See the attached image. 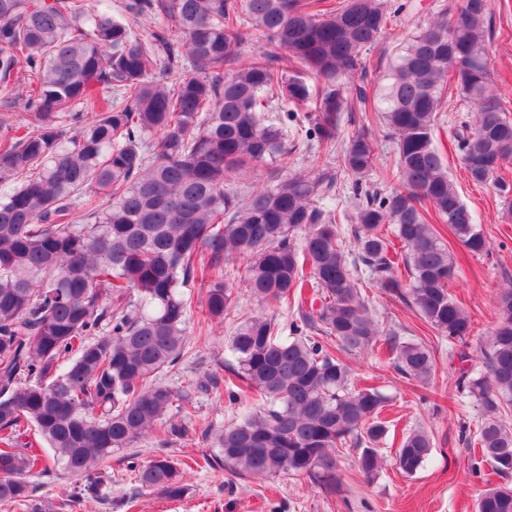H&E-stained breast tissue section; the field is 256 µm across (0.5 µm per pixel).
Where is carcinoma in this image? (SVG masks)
<instances>
[{
    "instance_id": "carcinoma-1",
    "label": "carcinoma",
    "mask_w": 512,
    "mask_h": 512,
    "mask_svg": "<svg viewBox=\"0 0 512 512\" xmlns=\"http://www.w3.org/2000/svg\"><path fill=\"white\" fill-rule=\"evenodd\" d=\"M394 0H123L122 17L88 0H0V81L24 72L17 97L31 121L0 136V504L33 502L27 476L42 456L22 441L35 431L54 464L78 477L76 496L105 494L102 464L146 438L166 444L184 427L168 420L185 399L160 382L190 335L183 288L206 286L212 320H233L227 342L235 422L210 433L238 476L306 477L336 489V449L358 452V471H380L389 398L354 384L347 357L385 349L395 369L424 384L435 358L419 342L380 330L361 293L373 285L412 307L440 336L464 342L474 324L449 292L456 264L435 223L473 255L488 252L435 145L444 97L455 86L475 116H460L461 162L479 184L512 186V119L489 87V0H458L413 33L390 60L380 89L362 52L403 16ZM163 18L140 37L124 18ZM256 31L278 52L237 67ZM230 66L224 71V66ZM183 71L170 86L159 69ZM381 113L383 135L352 131L339 171L353 177L357 255L321 200L337 173L286 176L246 197L225 187L236 174L317 140L332 148L352 102ZM285 105L272 112V103ZM74 120V126L64 121ZM396 162L376 189L382 140ZM85 223H72L76 212ZM246 262L261 304L297 312L283 323L237 316L227 265ZM486 372L461 350L457 382L479 405L478 461L512 475V287L497 301L483 352ZM428 433L395 452L406 475L428 459ZM135 491H186L164 451L136 464ZM475 512H512V487L484 490Z\"/></svg>"
}]
</instances>
